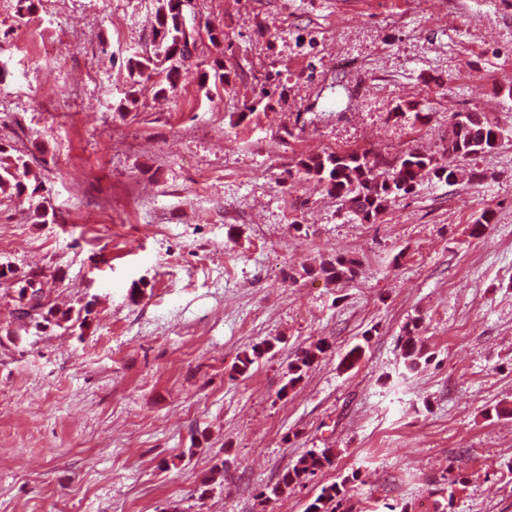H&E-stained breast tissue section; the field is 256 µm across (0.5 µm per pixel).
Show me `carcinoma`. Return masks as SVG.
Wrapping results in <instances>:
<instances>
[{
	"label": "carcinoma",
	"instance_id": "cac0c4a2",
	"mask_svg": "<svg viewBox=\"0 0 512 512\" xmlns=\"http://www.w3.org/2000/svg\"><path fill=\"white\" fill-rule=\"evenodd\" d=\"M176 0H164L156 13L153 40L163 55L147 56L130 60L129 69L141 76L157 77L159 92L175 88V78L185 63L188 43L196 42V31L188 30L178 21ZM502 132L497 123L472 112H459L452 124L448 144L437 156L419 150H410L385 164L357 151L346 153L315 154L302 158L298 168L323 183L328 195L333 196L341 207L362 222L375 220L384 213L397 197L410 194L420 180L433 177L448 185H455L463 177L456 164L459 157L489 153L497 149ZM0 194L25 198L38 224L48 223L49 198L43 194V185L33 173L25 156L0 143ZM321 269L331 279L347 281L357 274V262L352 258L336 256L321 263ZM418 325L407 330L402 344V357L411 368L422 354L417 336ZM271 349L266 341L252 349V356L240 360L236 372L248 371L255 360ZM324 343L319 342L306 349L288 364V382L282 390L295 387L304 377L319 355L325 353ZM332 463L329 448L311 450L288 469L272 488L276 495L284 487L300 484ZM341 489L335 484L321 488L320 494L309 503L305 512H336V498Z\"/></svg>",
	"mask_w": 512,
	"mask_h": 512
}]
</instances>
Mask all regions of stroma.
<instances>
[{
    "instance_id": "stroma-1",
    "label": "stroma",
    "mask_w": 512,
    "mask_h": 512,
    "mask_svg": "<svg viewBox=\"0 0 512 512\" xmlns=\"http://www.w3.org/2000/svg\"><path fill=\"white\" fill-rule=\"evenodd\" d=\"M161 3L0 0V143L57 217L0 198V267L91 308L86 329L40 326L0 280V512H305L333 483L339 512H512V0H185L224 40L166 94L129 78ZM457 112L498 121L499 148L377 221L297 170L439 152ZM336 255L354 279L321 272ZM324 448L332 466L272 495ZM325 351L324 343L319 342L312 345L311 348L304 350L300 356L290 362L288 364L287 388L295 387L303 379L315 360L319 358V355L324 354Z\"/></svg>"
}]
</instances>
